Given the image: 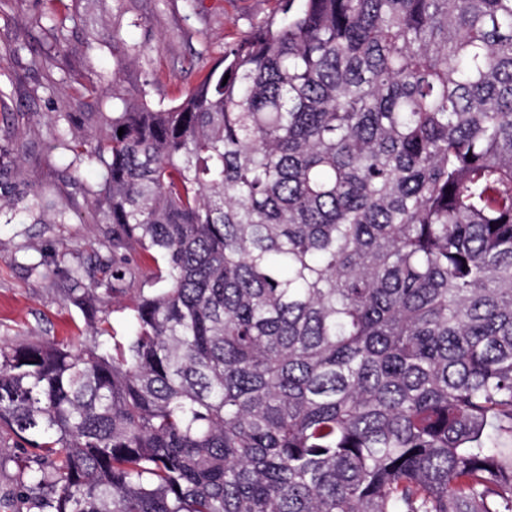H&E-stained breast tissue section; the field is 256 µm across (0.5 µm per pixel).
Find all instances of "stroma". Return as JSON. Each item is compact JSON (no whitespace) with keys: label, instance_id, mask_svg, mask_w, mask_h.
<instances>
[{"label":"stroma","instance_id":"35a3bbf8","mask_svg":"<svg viewBox=\"0 0 512 512\" xmlns=\"http://www.w3.org/2000/svg\"><path fill=\"white\" fill-rule=\"evenodd\" d=\"M276 0H0V193L43 189L69 208V220L0 223V342L50 341L74 347L91 338L88 313L69 299V274L95 287L111 257L85 188L95 169H64L56 132L83 138L119 99L145 93L172 105L200 81L226 46L272 17ZM119 255L124 277L98 318L129 331L131 307L150 289L151 262ZM28 453L0 430V512H29L22 484Z\"/></svg>","mask_w":512,"mask_h":512}]
</instances>
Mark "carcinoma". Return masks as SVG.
<instances>
[{
	"label": "carcinoma",
	"instance_id": "cac0c4a2",
	"mask_svg": "<svg viewBox=\"0 0 512 512\" xmlns=\"http://www.w3.org/2000/svg\"><path fill=\"white\" fill-rule=\"evenodd\" d=\"M52 148L164 286L123 339L0 344L37 512H512V0H279Z\"/></svg>",
	"mask_w": 512,
	"mask_h": 512
}]
</instances>
